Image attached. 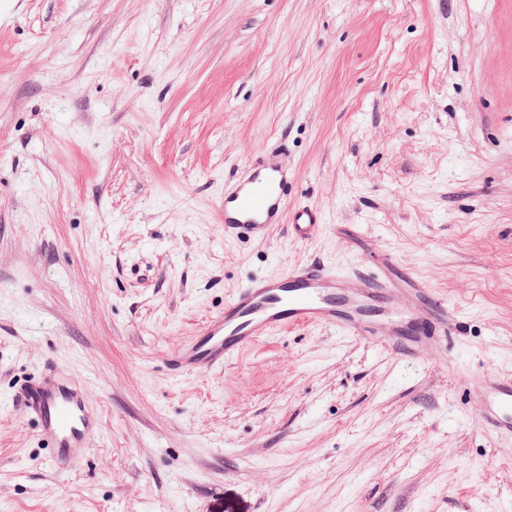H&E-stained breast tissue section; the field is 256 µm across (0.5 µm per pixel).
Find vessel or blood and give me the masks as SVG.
Returning a JSON list of instances; mask_svg holds the SVG:
<instances>
[{"label": "vessel or blood", "instance_id": "b4317fda", "mask_svg": "<svg viewBox=\"0 0 512 512\" xmlns=\"http://www.w3.org/2000/svg\"><path fill=\"white\" fill-rule=\"evenodd\" d=\"M288 192V168L280 160L254 159L238 167L224 188L225 237L262 240L284 223L294 241L311 242L324 215L307 204L289 205ZM312 325L385 344L403 359L418 358L431 337L452 332L447 301L409 271H395L391 259L364 263L362 271L348 274L306 261L278 275L245 280L196 339L167 358L166 367L175 376L220 370L273 330ZM469 397L481 409L484 428L512 439V377L471 375ZM23 401L57 467H69L87 453L98 418L83 387L62 376L46 379L28 385Z\"/></svg>", "mask_w": 512, "mask_h": 512}]
</instances>
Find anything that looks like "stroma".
<instances>
[{"instance_id": "stroma-1", "label": "stroma", "mask_w": 512, "mask_h": 512, "mask_svg": "<svg viewBox=\"0 0 512 512\" xmlns=\"http://www.w3.org/2000/svg\"><path fill=\"white\" fill-rule=\"evenodd\" d=\"M275 154L309 244L224 236ZM392 257L454 335L418 359L327 327L169 375L251 274ZM99 426L69 469L19 402ZM512 0H0V512H512ZM469 398L481 409L484 428L496 438L512 439V377H470ZM23 401L51 445L57 467L67 468L87 453L99 423L83 387L62 376L46 379L28 385Z\"/></svg>"}]
</instances>
